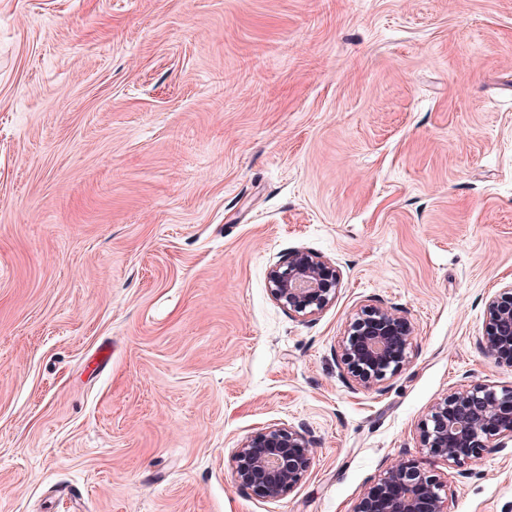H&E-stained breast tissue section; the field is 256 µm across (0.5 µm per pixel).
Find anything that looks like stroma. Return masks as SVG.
I'll use <instances>...</instances> for the list:
<instances>
[{
	"label": "stroma",
	"instance_id": "obj_1",
	"mask_svg": "<svg viewBox=\"0 0 512 512\" xmlns=\"http://www.w3.org/2000/svg\"><path fill=\"white\" fill-rule=\"evenodd\" d=\"M341 272L303 319L268 272ZM512 284V0H0V512H352L418 462L452 512H512V449L417 443ZM412 354L351 389L362 305ZM112 358L90 371L100 345ZM304 428L290 495L230 454ZM413 327L382 306H363L347 322L336 361L351 387L380 389L409 363Z\"/></svg>",
	"mask_w": 512,
	"mask_h": 512
}]
</instances>
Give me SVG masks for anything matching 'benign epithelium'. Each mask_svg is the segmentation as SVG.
Returning a JSON list of instances; mask_svg holds the SVG:
<instances>
[{"mask_svg": "<svg viewBox=\"0 0 512 512\" xmlns=\"http://www.w3.org/2000/svg\"><path fill=\"white\" fill-rule=\"evenodd\" d=\"M340 274L315 253L296 250L268 274L270 295L302 317L324 311L336 298ZM413 327L382 306H363L347 322L336 361L351 387L381 388L409 363ZM481 350L512 368V283L486 303ZM512 441V387L472 381L430 408L418 426L419 447L456 467L484 451H502ZM239 484L262 498L293 492L308 475L311 442L299 428L254 432L230 459ZM451 486L419 463L391 466L368 488L353 512H451Z\"/></svg>", "mask_w": 512, "mask_h": 512, "instance_id": "benign-epithelium-1", "label": "benign epithelium"}]
</instances>
